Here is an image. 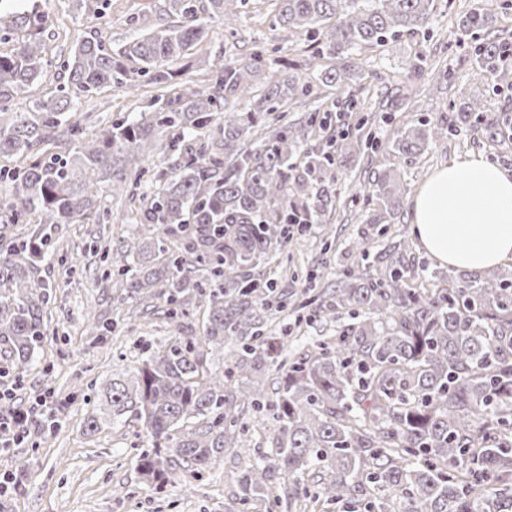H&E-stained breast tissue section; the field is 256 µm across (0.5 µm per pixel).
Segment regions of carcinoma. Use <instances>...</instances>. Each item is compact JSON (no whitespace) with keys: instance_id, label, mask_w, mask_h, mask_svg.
I'll return each mask as SVG.
<instances>
[{"instance_id":"obj_1","label":"carcinoma","mask_w":512,"mask_h":512,"mask_svg":"<svg viewBox=\"0 0 512 512\" xmlns=\"http://www.w3.org/2000/svg\"><path fill=\"white\" fill-rule=\"evenodd\" d=\"M277 9L275 39L300 36L316 47L312 74L288 66L260 91L266 48L212 66L203 86L170 87L171 66L186 58L220 19L231 27L245 0H165V18L139 15L141 36L114 49L93 34L59 59L62 83L27 112L8 103L49 73L43 35L49 17L32 0H0V158L29 161L0 169L14 189L5 221L32 216L25 256L0 254V342L9 348L5 370L21 375L47 326L50 285L41 275L43 245L51 230L80 216L105 221L103 195L133 200L138 183L129 165L160 157L169 171L143 211L154 235L104 254L114 298L145 294L162 302L175 340L146 348L138 366L122 367L103 383L86 432L141 423L151 447L138 455L143 481L157 491L182 465L185 485L224 459L248 432V411L272 412L278 425L274 457L253 459L238 478L237 512H316L318 506L367 502L382 484L399 493L397 509L382 512H512V275L451 269L417 284L403 239L370 255L353 242L357 261L338 269L336 289L306 295L291 308L336 324L332 336L294 359L267 345L272 283L255 273L288 243V225L325 214L323 183L336 179V154L375 150L365 133H344L341 143L313 140L332 126V111L318 109L288 121L281 106L311 96L341 97L356 81L350 50L376 49L404 35L425 32L435 0H270ZM496 20L471 8L456 46L470 48L476 77L512 86V41L492 28ZM161 86L150 110L117 119L89 135L74 118L79 98L112 85L138 87V77ZM249 99L253 110L226 112L218 133L206 134L230 101ZM453 120H419L397 129L390 152L406 163L448 136L457 124L504 135L483 104L465 102ZM405 188L393 169L373 172L354 186L353 199L372 206L370 223L395 217ZM204 309L202 333L186 334ZM234 345L229 375L210 367L208 354ZM275 367L278 386L265 377ZM245 377L244 390L232 384Z\"/></svg>"}]
</instances>
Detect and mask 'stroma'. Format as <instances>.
<instances>
[{"mask_svg":"<svg viewBox=\"0 0 512 512\" xmlns=\"http://www.w3.org/2000/svg\"><path fill=\"white\" fill-rule=\"evenodd\" d=\"M429 37H402L375 51L353 54L352 65L361 72L354 92L364 102L370 115L367 126L380 142L378 150L359 158H347L335 180L324 187L330 221L310 225L294 236L287 249V269L274 264L260 267L261 276L274 282L278 290L301 292L308 272L320 277L319 289L332 292L337 265L355 261L349 248L352 241L366 239L371 251H379L391 240L406 238L416 266L428 274L444 272L445 267L426 255L411 232L412 199L419 186L438 168L452 159L482 154L487 160L512 171V140L491 141L484 130L463 126L454 135L430 145L419 158L405 164L387 149L388 142L401 126L417 118L445 120L450 102L476 96L482 99L490 116L512 118V88L493 89L490 81L475 77L471 61L450 49L459 36V21L472 5H482L499 16L502 24H512V13L500 10L502 0H436ZM39 8L51 24L44 34L45 54L49 58L68 55L79 41L95 30H103L105 39L118 46L136 38L129 25L132 16L147 15L157 19L163 0H111L110 22L99 28L83 0H38ZM273 16L255 0L239 7L233 28L223 21L210 24L205 42L193 48L188 66L181 71L185 80L207 79L215 57L248 55L253 42L268 47L270 70L282 64L308 58L310 41L298 37L294 44L275 40ZM424 53L440 70L454 77L443 94L421 93L420 112L401 109L391 78L401 73L407 59ZM157 89L140 83L136 94L125 88L110 87L102 93L83 97L76 115L90 132L105 129L113 118L135 114L146 108ZM399 168L405 184L403 210L383 224L368 223L370 213L364 203L351 202L358 176L385 167ZM147 225L140 220L97 224L86 219L57 225L45 248L42 274L50 284L47 306L48 334L35 352L29 371L13 385L8 399L0 401L5 409H36L43 396H51L61 421L53 435L32 429L23 443L0 453V475L15 473L22 484L16 495L0 500V512H224L231 504L242 470L233 452H225L221 461L202 472L192 487L180 481L170 482L163 493H156L144 483L137 469V451L150 447L151 441L141 425L90 435L84 428L88 402L102 380L113 369L136 365L142 358L141 345H162L172 339V330L161 317L131 319L129 303L117 302L103 279L102 255L119 242L148 237ZM95 312L111 326L104 338L87 335L85 317ZM124 487L125 497L114 496L116 487Z\"/></svg>","mask_w":512,"mask_h":512,"instance_id":"stroma-1","label":"stroma"}]
</instances>
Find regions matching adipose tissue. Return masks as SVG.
<instances>
[{"instance_id":"obj_1","label":"adipose tissue","mask_w":512,"mask_h":512,"mask_svg":"<svg viewBox=\"0 0 512 512\" xmlns=\"http://www.w3.org/2000/svg\"><path fill=\"white\" fill-rule=\"evenodd\" d=\"M412 233L432 259L452 267L512 260V173L475 154L450 161L416 191Z\"/></svg>"}]
</instances>
